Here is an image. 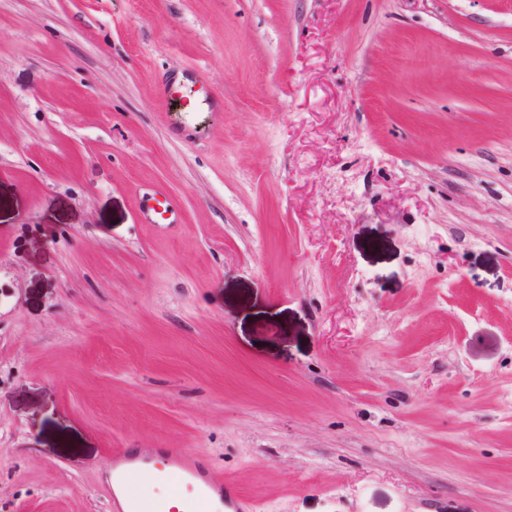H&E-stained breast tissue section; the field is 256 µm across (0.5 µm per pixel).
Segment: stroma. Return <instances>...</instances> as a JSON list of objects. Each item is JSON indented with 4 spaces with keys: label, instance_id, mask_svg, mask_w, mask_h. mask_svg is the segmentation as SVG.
<instances>
[{
    "label": "stroma",
    "instance_id": "obj_1",
    "mask_svg": "<svg viewBox=\"0 0 512 512\" xmlns=\"http://www.w3.org/2000/svg\"><path fill=\"white\" fill-rule=\"evenodd\" d=\"M119 448L512 512V0H0V512H113ZM166 103L179 107L180 112H186L190 118L193 112H214L216 108V95L213 90L194 81L192 84L172 82L164 89ZM159 198L154 197L155 204L147 206L143 210L144 219L149 224H178L179 215L177 209L164 196L163 193H157Z\"/></svg>",
    "mask_w": 512,
    "mask_h": 512
}]
</instances>
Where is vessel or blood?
Listing matches in <instances>:
<instances>
[{"mask_svg":"<svg viewBox=\"0 0 512 512\" xmlns=\"http://www.w3.org/2000/svg\"><path fill=\"white\" fill-rule=\"evenodd\" d=\"M166 103L186 114L212 111L216 108L213 90L203 84L173 82L164 89ZM151 224H175L177 209L166 197L156 198L143 211ZM160 466L167 495L161 499L144 497L132 491L136 474L148 466ZM211 464L197 460L181 448H161L147 452L139 448H123L112 459V504L116 512H172L171 502H179L182 512H246L248 505L236 492L214 480Z\"/></svg>","mask_w":512,"mask_h":512,"instance_id":"vessel-or-blood-1","label":"vessel or blood"}]
</instances>
